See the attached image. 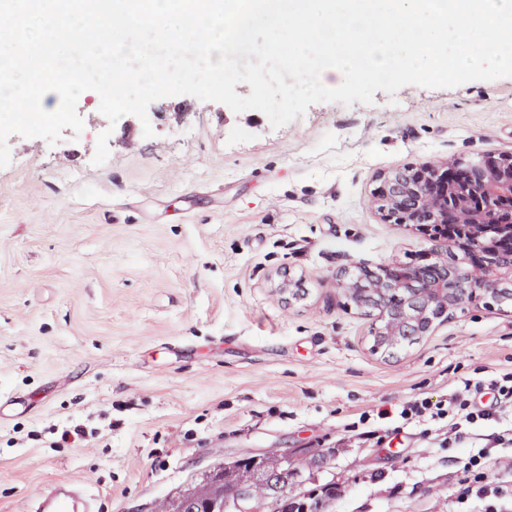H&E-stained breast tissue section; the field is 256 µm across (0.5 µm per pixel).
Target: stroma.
Here are the masks:
<instances>
[{"mask_svg":"<svg viewBox=\"0 0 512 512\" xmlns=\"http://www.w3.org/2000/svg\"><path fill=\"white\" fill-rule=\"evenodd\" d=\"M99 105L84 91L82 132L56 144L11 135L0 167V512L81 477L99 512H156L271 448L326 454L288 493L336 485L329 512H512L459 498L461 462L512 415L449 448L396 415L512 369V308L466 307L384 358L336 288L432 246L381 219L379 174L512 152V77L318 102L278 128L190 95L144 122ZM364 413L382 445L352 436Z\"/></svg>","mask_w":512,"mask_h":512,"instance_id":"stroma-1","label":"stroma"}]
</instances>
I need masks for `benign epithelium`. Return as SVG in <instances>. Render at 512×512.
I'll return each mask as SVG.
<instances>
[{
    "label": "benign epithelium",
    "mask_w": 512,
    "mask_h": 512,
    "mask_svg": "<svg viewBox=\"0 0 512 512\" xmlns=\"http://www.w3.org/2000/svg\"><path fill=\"white\" fill-rule=\"evenodd\" d=\"M379 180L382 219L435 242L422 264L360 266L336 278L349 306L377 314L370 349L390 358L458 310L512 298V154L394 169Z\"/></svg>",
    "instance_id": "obj_1"
}]
</instances>
